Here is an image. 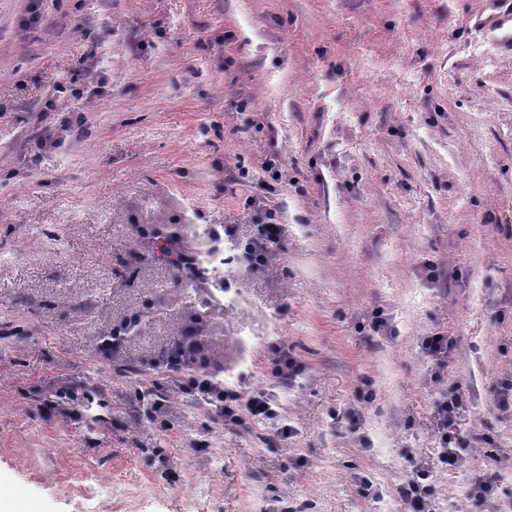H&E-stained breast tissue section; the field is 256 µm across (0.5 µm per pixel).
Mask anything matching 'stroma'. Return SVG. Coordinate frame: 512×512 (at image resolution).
<instances>
[{
    "mask_svg": "<svg viewBox=\"0 0 512 512\" xmlns=\"http://www.w3.org/2000/svg\"><path fill=\"white\" fill-rule=\"evenodd\" d=\"M0 0V489L14 512H470L471 480L512 488V53L486 0ZM75 76L55 112L57 80ZM283 180L267 193L261 169ZM287 249L224 268V304L175 301L137 224L253 232ZM138 254L125 267L129 254ZM439 273L431 281L429 271ZM383 311L385 331L369 329ZM230 387L268 389L296 433L224 427L157 360L194 313ZM146 323L109 353L101 336ZM447 333L446 366L421 337ZM303 366L284 384L268 348ZM478 429L440 468L434 401ZM152 391L166 413L143 411ZM75 392L71 419L45 402ZM372 484L361 497L359 478ZM253 233L247 239L242 257L247 270L264 271L272 264L277 253L285 247V229L272 214L253 225ZM401 495L412 512H430L437 488L430 480L429 471L415 469L401 488Z\"/></svg>",
    "mask_w": 512,
    "mask_h": 512,
    "instance_id": "35a3bbf8",
    "label": "stroma"
}]
</instances>
